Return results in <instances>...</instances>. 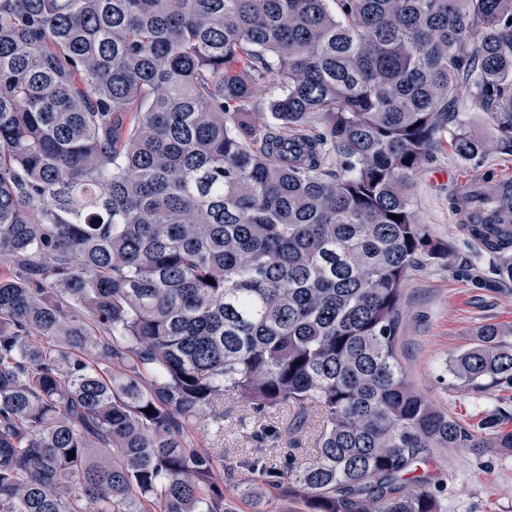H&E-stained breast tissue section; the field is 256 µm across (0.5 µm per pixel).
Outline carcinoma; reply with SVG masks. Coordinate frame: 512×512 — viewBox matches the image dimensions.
<instances>
[{"mask_svg": "<svg viewBox=\"0 0 512 512\" xmlns=\"http://www.w3.org/2000/svg\"><path fill=\"white\" fill-rule=\"evenodd\" d=\"M464 91L512 155V0H0V512H234L185 436L230 393L320 428L239 464L249 512H441L435 449L511 453L396 353L410 269L449 259L409 179L445 131L487 152ZM508 336L456 376L512 387ZM459 112L465 116L476 134L485 139H492V125L485 120L484 113L470 99L463 97V104L459 106Z\"/></svg>", "mask_w": 512, "mask_h": 512, "instance_id": "obj_1", "label": "carcinoma"}]
</instances>
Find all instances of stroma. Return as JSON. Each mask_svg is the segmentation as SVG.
Masks as SVG:
<instances>
[{
  "label": "stroma",
  "instance_id": "1",
  "mask_svg": "<svg viewBox=\"0 0 512 512\" xmlns=\"http://www.w3.org/2000/svg\"><path fill=\"white\" fill-rule=\"evenodd\" d=\"M500 174L512 176V156L491 151L480 161H464L444 141L410 179L416 220L448 247L451 259L427 258L409 273L400 300L398 357L420 394L474 427L497 410L512 415V388H471L456 378L453 361L471 346L478 326L512 323V280L501 277L499 257L461 231L453 202L461 180ZM293 414L288 405L263 417L245 400L228 396L222 435L201 427L189 434L200 447L224 449L229 467L255 453L253 431L271 421L290 422ZM436 458L443 512H512V453L479 456L440 448Z\"/></svg>",
  "mask_w": 512,
  "mask_h": 512
}]
</instances>
